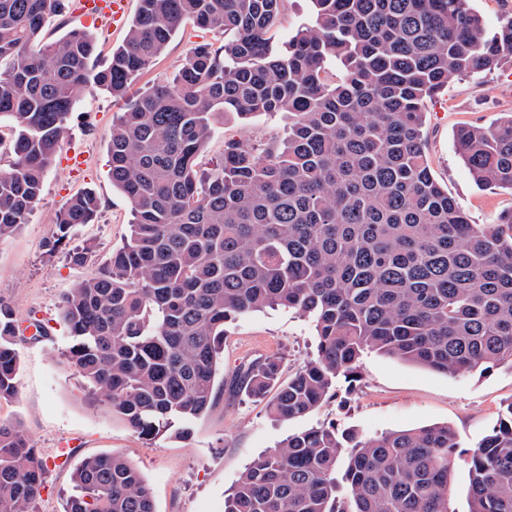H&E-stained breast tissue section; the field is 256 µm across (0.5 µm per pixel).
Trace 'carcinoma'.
<instances>
[{
	"label": "carcinoma",
	"mask_w": 512,
	"mask_h": 512,
	"mask_svg": "<svg viewBox=\"0 0 512 512\" xmlns=\"http://www.w3.org/2000/svg\"><path fill=\"white\" fill-rule=\"evenodd\" d=\"M285 0H139L124 43L93 69L97 39L42 30L68 0H0V237L27 223L69 131L78 92L123 101L107 136L112 186L132 216L123 245L77 280L61 316L67 363L143 439L190 425L214 399L224 324L281 306L313 323L307 364L243 370L241 388L283 420L309 415L367 352L446 375L512 367V212L473 224L433 176L425 103L462 77L512 65V17L492 31L469 0H313L314 20L277 37ZM187 22L194 42L166 84L130 93ZM281 113L288 137L224 139L199 157L217 116ZM455 146L480 186L512 190V115L461 125ZM92 189L72 195L48 242L94 222ZM13 314L0 308V401L17 394ZM459 439L448 425L378 436L321 424L239 477L224 512H448ZM469 512H512V404L467 450ZM45 464L21 425L0 422V512H35ZM65 512H155L137 466L112 454L76 469Z\"/></svg>",
	"instance_id": "obj_1"
}]
</instances>
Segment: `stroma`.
I'll use <instances>...</instances> for the list:
<instances>
[{
    "label": "stroma",
    "mask_w": 512,
    "mask_h": 512,
    "mask_svg": "<svg viewBox=\"0 0 512 512\" xmlns=\"http://www.w3.org/2000/svg\"><path fill=\"white\" fill-rule=\"evenodd\" d=\"M75 28L93 33L105 57L123 44L127 33L126 28L112 31L69 11L49 18L43 35L51 41ZM203 40L220 44L224 37L186 25L139 78V85L170 81L191 42ZM121 109V102L106 92H80L69 134L46 173L27 224L0 238V306L8 308L20 325L37 318L48 331L36 340L18 335V394L0 401V421L20 422L45 464L36 512H64L75 491V469L85 458L99 454H121L136 464L152 489L156 512H224L228 492L249 463L288 435L322 423L367 435L446 424L457 432L464 449L476 446L497 424L512 403V368L448 376L378 353L362 358L355 387L339 383L335 396L307 417L274 419L266 400L238 391L235 381L241 366L270 355L281 357L285 380L307 363L316 344L314 329L307 318L285 309L244 314L226 323L215 401L196 420L189 438L165 433L141 439L113 416L108 405L91 399L65 360L70 336L59 307L74 281L102 267L129 232V204L112 186L106 145L112 120ZM425 110L432 172L447 185L471 223L492 224L512 211V191L477 187L454 142L459 125L490 127L512 114V66L455 80L428 101ZM284 125L278 115L247 121L226 117L201 164L210 166L222 156L225 138L272 142ZM73 153L82 156V169L67 165ZM85 188L96 191L101 207L95 223L80 227L71 240L72 245L91 248L86 264L76 266L64 253L48 255L46 242L66 200Z\"/></svg>",
    "instance_id": "obj_1"
}]
</instances>
